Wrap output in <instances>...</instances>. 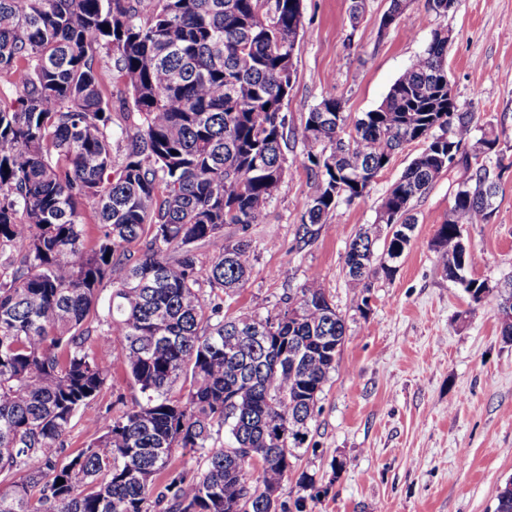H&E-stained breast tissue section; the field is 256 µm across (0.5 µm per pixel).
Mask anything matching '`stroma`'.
I'll use <instances>...</instances> for the list:
<instances>
[{
    "mask_svg": "<svg viewBox=\"0 0 512 512\" xmlns=\"http://www.w3.org/2000/svg\"><path fill=\"white\" fill-rule=\"evenodd\" d=\"M302 4L295 82L284 103L293 128L325 97L340 99L355 115L375 109L433 30L451 31L447 70L457 105L501 134L496 213L464 232L480 255L469 275L494 283L512 278V0H460L440 17L425 0H409L387 30L380 18L390 0H367L356 25L351 0ZM422 149L419 142L405 146L368 194L339 204L307 241L302 219L315 185L291 163L302 143L289 142L290 163L266 219L248 233L252 271L224 298L226 316H263L315 276L345 319L336 371L309 424L298 469L281 483V497L290 501L299 472L313 477L307 512H494L498 493L512 481V344L500 338L497 300L472 303L444 276L432 249L466 167L442 173L412 201L411 245L393 278L374 280L370 305L346 286L352 237L374 222L387 190ZM140 398L124 368L114 365L88 413L73 419L66 453L98 436L87 414L115 417Z\"/></svg>",
    "mask_w": 512,
    "mask_h": 512,
    "instance_id": "stroma-1",
    "label": "stroma"
}]
</instances>
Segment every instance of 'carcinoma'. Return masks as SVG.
<instances>
[{
	"label": "carcinoma",
	"mask_w": 512,
	"mask_h": 512,
	"mask_svg": "<svg viewBox=\"0 0 512 512\" xmlns=\"http://www.w3.org/2000/svg\"><path fill=\"white\" fill-rule=\"evenodd\" d=\"M301 27L300 0H0V85L16 94L0 101V512H305L280 484L344 319L314 276L274 314L223 313L251 273L248 232L284 178L283 147L301 141L293 163L314 179L306 227L424 143L346 252L365 301L410 246L411 201L448 171L436 131L464 145L479 118L448 101V40L434 32L377 108L353 116L328 97L288 127ZM500 179V164L481 165L454 191L432 240L446 277L477 263L464 231L490 221ZM392 224L404 234L386 255ZM221 239L199 266L197 250ZM98 347L142 400L62 460L73 418L111 376ZM178 448L194 466H171Z\"/></svg>",
	"instance_id": "carcinoma-1"
}]
</instances>
